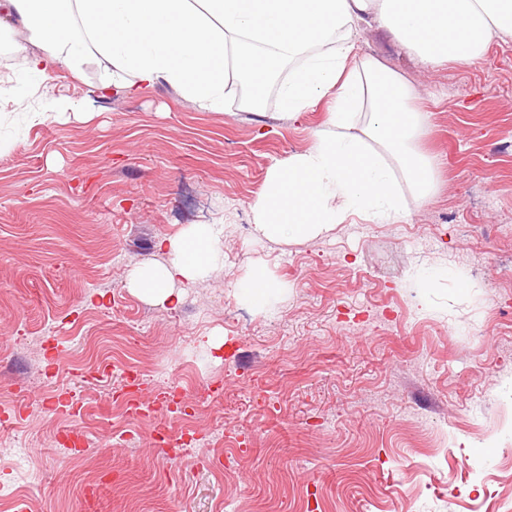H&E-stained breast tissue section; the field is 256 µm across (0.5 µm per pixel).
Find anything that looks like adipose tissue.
I'll return each mask as SVG.
<instances>
[{"label":"adipose tissue","instance_id":"ef3b65f1","mask_svg":"<svg viewBox=\"0 0 512 512\" xmlns=\"http://www.w3.org/2000/svg\"><path fill=\"white\" fill-rule=\"evenodd\" d=\"M1 15L27 32L22 71L40 84L96 54L112 66L104 84L123 94L166 83L207 111L223 109L230 84L248 86V106L261 107L283 68L282 116L332 96L312 146L270 168L251 208L256 233L271 240L314 238L354 214L393 224L405 216L406 195L434 188L433 163L414 147L422 115L410 105L413 90L397 71L358 56V23L389 30L428 69L478 58L494 37L512 36V0H0ZM223 239L221 225L192 224L160 240L167 262L140 267L131 288L177 306L180 286L223 261Z\"/></svg>","mask_w":512,"mask_h":512}]
</instances>
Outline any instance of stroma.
I'll list each match as a JSON object with an SVG mask.
<instances>
[{
    "mask_svg": "<svg viewBox=\"0 0 512 512\" xmlns=\"http://www.w3.org/2000/svg\"><path fill=\"white\" fill-rule=\"evenodd\" d=\"M23 38L0 23V512L512 506V37L427 70L359 25L414 89L438 187L399 223L288 241L254 237L251 206L327 101L287 119L233 89L209 112L165 83L103 92L92 63L49 82L78 115L32 125ZM191 224L223 225V265L174 309L133 293ZM258 266L284 285L264 312L237 288ZM129 371L154 415L119 400Z\"/></svg>",
    "mask_w": 512,
    "mask_h": 512,
    "instance_id": "obj_1",
    "label": "stroma"
}]
</instances>
